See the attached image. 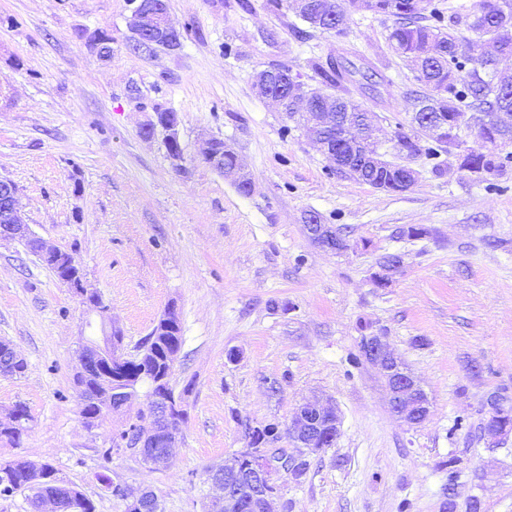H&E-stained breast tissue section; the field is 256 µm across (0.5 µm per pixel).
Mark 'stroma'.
Wrapping results in <instances>:
<instances>
[{
  "mask_svg": "<svg viewBox=\"0 0 512 512\" xmlns=\"http://www.w3.org/2000/svg\"><path fill=\"white\" fill-rule=\"evenodd\" d=\"M185 39L177 51L129 48L130 0H0V178L19 189L24 220L70 253L109 304L128 354L175 305L183 343L170 385L186 419L166 467L131 454L101 468L99 451L144 406L94 429L74 383L90 311L22 242H0V340L28 364L0 376V414L32 417L0 463L52 465L96 512H124L113 484L143 486L164 512H203L206 467L248 446V429L286 428L318 394L340 415L335 445L308 455L301 478L281 476L273 512H512V433L488 443V401H512V173L488 189L441 153V171L398 154L419 85L387 42L393 21L353 7L344 34L309 28L268 0H168ZM112 35L100 59L83 39ZM369 62L379 85L348 86L368 109L384 159L421 172L392 193L337 173L302 121L259 99L256 71L288 67L318 88V65ZM179 115L183 160L163 131L144 139L154 105ZM224 140L253 182L250 194L197 160ZM346 227L341 254L315 246L307 212ZM420 238L403 236L408 227ZM403 267L385 288V253ZM384 336L431 401L411 427L390 411L378 370L361 359L363 331Z\"/></svg>",
  "mask_w": 512,
  "mask_h": 512,
  "instance_id": "obj_1",
  "label": "stroma"
}]
</instances>
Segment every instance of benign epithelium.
<instances>
[{
    "instance_id": "1",
    "label": "benign epithelium",
    "mask_w": 512,
    "mask_h": 512,
    "mask_svg": "<svg viewBox=\"0 0 512 512\" xmlns=\"http://www.w3.org/2000/svg\"><path fill=\"white\" fill-rule=\"evenodd\" d=\"M290 8L297 16L309 23L314 29H324L326 15L324 8L317 6L315 0H290ZM129 29L140 43L154 51L164 48L176 51L182 46L181 32L169 20L167 4L159 5L153 0H134V7L129 19ZM263 99L273 103L281 112L288 108L301 111L306 119L308 128L312 130L311 138L322 152L336 164V171L350 178L363 180L364 170L356 169L346 163L343 155L345 147L338 145L319 131L329 129L339 121L340 116L333 112L336 107V95L329 91L307 90L303 84L294 79L288 92H276L263 96ZM166 133L168 143L180 142L178 124H159L152 121L145 126L144 134L151 138L157 128ZM197 155L206 159L214 169L222 165V148L217 146V140L204 141ZM19 190L10 180L0 179V240H28L40 257L51 265L68 267L66 253L51 242L37 236L26 224L18 207ZM305 230L319 248L338 254L348 249L345 238L336 232L330 224H311L304 222ZM402 268V258L394 253L387 256L373 274V280L385 287L392 282L394 276ZM75 293L80 302L90 306L100 318L107 316V310L102 298L88 291L84 282H79ZM363 358L375 366L384 379L389 392L390 411L397 418L411 426L422 424L429 414V400L414 378L404 370L401 364L392 356L384 337L372 334L366 337L362 345ZM128 357L122 352L121 346L112 342V333L103 336V341L81 338V350L78 355L77 371L85 372L92 368L99 372L113 375L112 392L101 396L97 404L101 414L83 419L85 427L93 429L112 414L129 407L136 397L133 384L123 386L125 380L112 370L120 367ZM163 411L150 408L140 411L138 422L134 424V434L137 436L135 447L144 450L152 446L157 439L164 444L165 459H171L173 449L178 446L180 435V413L183 411L182 399L170 395L164 399ZM340 433V418L335 406L329 401L318 397L304 400L294 411L288 424V438L304 453H318L324 450L327 442L337 438ZM249 466L239 469L224 468V472L213 470L206 476V482L214 492L215 499L224 502V512H233V507L243 493H248L254 502L257 512H270V504L277 493V481L290 471L291 457L278 456L267 449L252 448L246 453ZM151 498L150 489L144 487L137 492L124 491V500L129 512H143L145 503Z\"/></svg>"
}]
</instances>
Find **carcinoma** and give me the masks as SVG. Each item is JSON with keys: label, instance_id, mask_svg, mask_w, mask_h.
Segmentation results:
<instances>
[{"label": "carcinoma", "instance_id": "cac0c4a2", "mask_svg": "<svg viewBox=\"0 0 512 512\" xmlns=\"http://www.w3.org/2000/svg\"><path fill=\"white\" fill-rule=\"evenodd\" d=\"M331 14L341 11L348 17V6H358L375 14L394 18L388 32L391 48L403 57L411 69L421 73L416 81L425 89L415 101L422 104L434 101L433 112L443 133L434 143L419 139L416 128L410 132L399 131L395 148L400 153L423 156L428 160L438 158L441 151H452L458 168L479 174V181L489 187L507 174L512 152L502 153L498 146L512 144V87L502 88L491 82L486 67L512 57V30H503L502 21L512 20V0H479L473 12L466 15L465 25L473 37L458 35L454 27L460 24L456 15L445 16L441 12L431 14L433 23H424L428 0H325ZM437 48V56L429 55ZM326 88L340 89V80L359 75L367 77L352 62H330L329 67L318 65ZM469 113L470 122L461 125V113ZM483 125L476 139L478 146L470 147L463 130L475 134L473 122ZM366 183L377 188L403 190L402 172L394 163L384 161L381 166L366 173ZM170 333H161L154 339H146L139 357L128 361L127 374L141 382L151 381L167 366L162 364L165 349L169 347ZM75 384L81 388L85 399L81 416L97 412L96 400L109 386L105 377L93 374L84 379L75 375ZM21 421L11 429L0 427V442L13 447L21 444L28 431L31 416L23 404L16 405ZM277 433V426L268 424L248 431L249 447L262 448ZM28 489L29 512H37L43 498L57 497L67 504H74L73 512H95L91 498L69 485L58 476L49 464L30 460H13L0 464V492L12 493Z\"/></svg>", "mask_w": 512, "mask_h": 512}]
</instances>
